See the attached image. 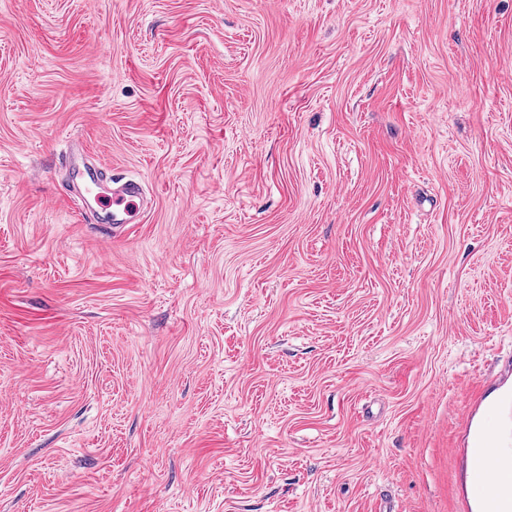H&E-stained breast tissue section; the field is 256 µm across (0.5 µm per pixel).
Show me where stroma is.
I'll return each mask as SVG.
<instances>
[{"mask_svg":"<svg viewBox=\"0 0 512 512\" xmlns=\"http://www.w3.org/2000/svg\"><path fill=\"white\" fill-rule=\"evenodd\" d=\"M511 367L512 0H0V512H483ZM71 166L73 179L71 186L75 189L72 195L78 198L84 197L89 187L86 185L96 182L101 177V174L95 167H87L75 161ZM115 185L93 196L94 207L86 212L80 211L83 221L93 219L113 224L114 228H123L125 224H133L144 213L147 195L140 180L129 179ZM480 405L475 400L473 409L458 422V429L466 437V460L474 483L483 492L484 512H510L512 498L507 500L503 489L512 488V458L497 453L495 448H509L512 437L503 436L497 416L492 424L488 420L475 423V410Z\"/></svg>","mask_w":512,"mask_h":512,"instance_id":"1","label":"stroma"}]
</instances>
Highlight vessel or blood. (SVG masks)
Instances as JSON below:
<instances>
[{"instance_id":"b4317fda","label":"vessel or blood","mask_w":512,"mask_h":512,"mask_svg":"<svg viewBox=\"0 0 512 512\" xmlns=\"http://www.w3.org/2000/svg\"><path fill=\"white\" fill-rule=\"evenodd\" d=\"M72 187L75 197L81 198L87 186L96 182L98 169L73 164ZM147 195L140 180L130 179L96 193L91 210L83 212V220L104 222L121 228L134 223L143 213ZM474 411H466L458 422L466 438V460L474 483L484 496V512H512V500L503 495L504 488H512V458L503 456L504 448L512 446V439L503 436L499 423H475Z\"/></svg>"}]
</instances>
